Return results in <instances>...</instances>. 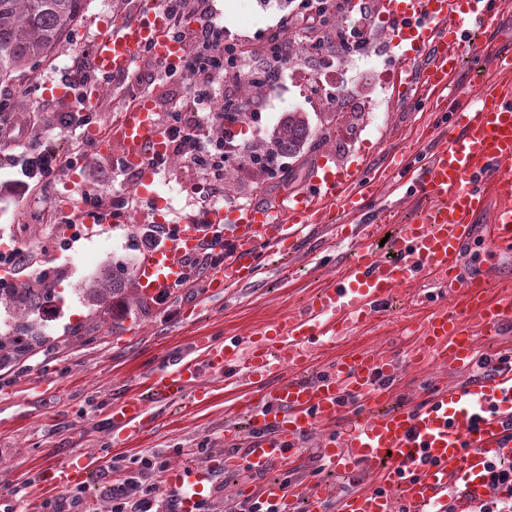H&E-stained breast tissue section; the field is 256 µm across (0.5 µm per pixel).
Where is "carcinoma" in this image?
I'll return each mask as SVG.
<instances>
[{
  "mask_svg": "<svg viewBox=\"0 0 512 512\" xmlns=\"http://www.w3.org/2000/svg\"><path fill=\"white\" fill-rule=\"evenodd\" d=\"M88 0H0V83L7 84L40 60L60 50L73 28L82 19ZM280 53L285 60L303 52L302 38L287 31L279 37ZM313 51L323 43L306 46ZM240 101L259 99L267 81L246 74L240 78ZM336 140V127L313 129L302 112H286L270 137L248 149L259 155L263 167L255 175L256 189L266 192L267 179L279 170L278 161L287 156L298 160ZM133 267L109 263L82 289V299L96 315L104 316L116 308L147 306V299L131 294ZM56 294L55 282L32 275L6 293L0 292V304L12 311L14 324L0 332V367L17 366L25 356L48 341L35 315Z\"/></svg>",
  "mask_w": 512,
  "mask_h": 512,
  "instance_id": "cac0c4a2",
  "label": "carcinoma"
}]
</instances>
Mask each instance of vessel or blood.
<instances>
[{"label":"vessel or blood","mask_w":512,"mask_h":512,"mask_svg":"<svg viewBox=\"0 0 512 512\" xmlns=\"http://www.w3.org/2000/svg\"><path fill=\"white\" fill-rule=\"evenodd\" d=\"M497 0H388L393 39H414L405 53L396 84L401 96L413 89L437 91L460 61L480 55L490 58L500 78L490 85H473L459 94L449 114L448 131L425 162L410 170V189L425 206L410 223L400 225L389 241L392 259L381 260L362 250L354 262L301 309L263 324L251 335L215 342L201 337L198 354L167 363L149 378L152 401L124 398L110 413L112 425L137 436L154 422V403H170L186 393L206 400L202 373L241 376L253 391L242 404L255 432L244 456L228 455V467L266 471L295 460L302 437L335 424L348 399L365 404L356 423L324 438L329 462L346 472L371 469L380 475L376 487L358 489L341 503L340 512H470L489 491L490 463L512 458V361L465 389L436 391L422 407L380 410L382 381L394 363L368 351L347 354L334 368L307 381L292 372L308 359L315 336L332 339L356 333L379 317L395 288L433 276L439 295L418 333L413 355L443 365H462L477 344L475 327L512 323V275L476 273L462 279L466 245L474 222L489 212L485 239L491 251L512 258V53L476 43V29L493 24ZM165 10L152 6L115 28L103 31L93 52L95 69L104 75L129 69L141 53L177 66L182 47L169 35ZM431 53L433 61L422 79H415L416 57ZM102 155L118 153L121 161L152 177L154 162L164 153V136L149 97L123 108L117 124L99 138ZM365 187L358 168L324 170L293 198L266 206L227 209L211 225H178L156 250L146 251L137 269L143 293L168 291L186 274L185 258L222 227L234 243L210 277L216 289L233 288L256 272L260 243L282 249L297 243L307 227L322 221V210L339 206L361 211ZM502 295L490 300L488 290ZM92 456L62 466L49 482L58 488L77 484L93 465ZM215 484L209 466L178 467L166 479L175 512H196L205 492Z\"/></svg>","instance_id":"1"}]
</instances>
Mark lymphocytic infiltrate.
<instances>
[{"label":"lymphocytic infiltrate","mask_w":512,"mask_h":512,"mask_svg":"<svg viewBox=\"0 0 512 512\" xmlns=\"http://www.w3.org/2000/svg\"><path fill=\"white\" fill-rule=\"evenodd\" d=\"M166 9L176 41L184 44V71L193 94L174 104L165 128V140L173 155L210 186L224 182V163L232 159L237 164L247 162L245 146L220 134L224 115L205 111L207 101L214 99L223 85L242 74L251 72L253 64L263 71L281 72L284 63L277 51L276 38H268L262 46L229 40L208 12L206 0H160ZM195 15L196 25L184 27L186 15ZM159 464L141 459L136 469H128L121 460H113L111 469L118 479L112 485V512H152L151 485L146 482L149 472Z\"/></svg>","instance_id":"lymphocytic-infiltrate-1"}]
</instances>
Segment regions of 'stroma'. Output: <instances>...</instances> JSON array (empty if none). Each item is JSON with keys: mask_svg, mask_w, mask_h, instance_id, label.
I'll list each match as a JSON object with an SVG mask.
<instances>
[{"mask_svg": "<svg viewBox=\"0 0 512 512\" xmlns=\"http://www.w3.org/2000/svg\"><path fill=\"white\" fill-rule=\"evenodd\" d=\"M146 5L147 0H88L85 15L63 51L7 86L13 111L42 114V142L63 154L75 152L81 143L93 142L107 132L120 106L130 104L126 87L111 85L97 99L93 127H66L60 120L75 112L85 85L70 86L64 100L48 95L47 90L59 81L62 71L73 69L81 53L93 52L104 28L137 15ZM209 5L227 38L235 41L258 43L302 19L296 0H209ZM386 14L381 0H372L367 14L343 13L342 26L351 27L361 17L367 34L361 49L341 58L340 71L322 79L327 92L335 95V104H328L325 95L308 94L296 79L300 69L320 70V57L295 56L278 83L265 86L256 117L237 127L239 139L248 144L265 139L285 112L306 113L311 127L317 129L339 110L344 128L335 144L300 161L284 159L282 171L264 195H256L251 178L235 180L222 191L220 206H263L305 187L319 164L336 170L361 164L366 179L380 186L366 197L368 211L392 208L393 222L369 224L343 238L336 227L350 218L338 213L326 223L311 225L290 254L260 245L256 275L242 287L213 291L210 269L196 267L187 285L170 291L166 300H154L148 308H134L108 320L98 318L83 304L77 287L107 259L139 263L153 220L146 215L143 200H134L112 230L83 236L61 253L48 248L58 239L63 219L56 207L80 201L91 183L105 194L128 192L136 174L90 149L78 169H61L47 183L38 184L26 177L19 148L0 145V246L27 250L26 275L46 271L57 280L50 303L55 314L41 321L49 343L34 350L21 366L0 371V505H11L13 512H44L45 503L61 498L64 491L41 485L42 471L85 453L95 457L96 464L76 486L80 504L85 512H112L109 467L114 458L130 463L155 456L170 466L180 461L215 464L224 453L249 444L252 434L247 422L234 409L246 391L244 383L215 380L207 373L201 378L211 386L207 402L185 399L157 407L154 427L140 437L127 439L114 431L107 413L128 395H146L151 373L192 354L197 337L221 342L243 336L301 307L317 288L345 269L359 247L386 255L381 240L422 207V200L406 190V172L388 177L392 158L405 155L413 163L425 160L448 126L449 102L476 83V71L489 77L493 69L489 59L468 60L449 79L447 90L418 96L411 104L404 102L389 79L399 68L402 50L390 44ZM432 288L428 277L401 288L387 311L359 332L333 344L313 345L304 377L333 366L344 352L377 351L397 364L389 401L393 407L419 405L433 390L465 386L483 377V370L475 366L458 369L412 362L414 342L407 327L418 324L428 312L422 297ZM34 380L42 382V389L31 388ZM319 444V434L306 436L300 456L284 469L258 474L240 468L221 470L206 497L210 512H237L247 493L286 481L296 488L310 481L322 483L326 500L320 512H338L346 495L378 485V478L360 472L336 473L320 456Z\"/></svg>", "mask_w": 512, "mask_h": 512, "instance_id": "obj_1", "label": "stroma"}]
</instances>
